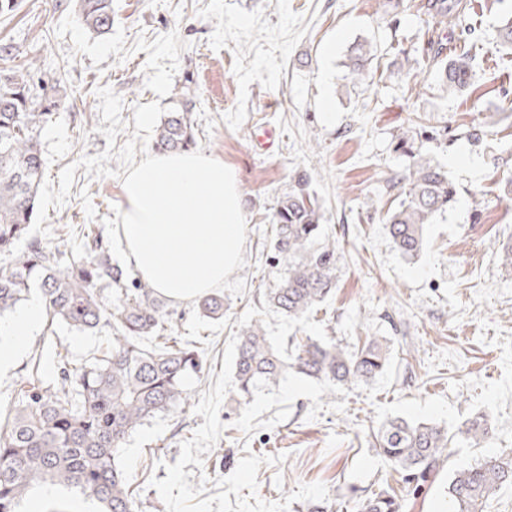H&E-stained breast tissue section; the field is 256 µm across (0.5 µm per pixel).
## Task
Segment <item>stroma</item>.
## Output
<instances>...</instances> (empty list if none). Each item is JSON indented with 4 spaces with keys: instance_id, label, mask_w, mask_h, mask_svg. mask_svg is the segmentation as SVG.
Wrapping results in <instances>:
<instances>
[{
    "instance_id": "obj_1",
    "label": "stroma",
    "mask_w": 512,
    "mask_h": 512,
    "mask_svg": "<svg viewBox=\"0 0 512 512\" xmlns=\"http://www.w3.org/2000/svg\"><path fill=\"white\" fill-rule=\"evenodd\" d=\"M427 2L405 0L390 21L379 0H112L103 35L76 23L75 0H20L0 15L11 66L28 69L58 110L40 136L45 170L31 238L74 252L84 232H99L113 263L130 268L121 185L155 154L158 126L185 100L194 152L238 174L245 246L221 290L223 319L201 317L190 301L169 305L175 336L201 350L200 372L184 381L188 403L145 422L121 450L135 512H297L325 499L355 512V500L382 489L395 492L400 512H448L456 471L512 449V270L498 251L512 238V205L499 199L512 177V55L496 47L512 0H466L471 37L443 31L441 59H475L476 89L461 95L437 79ZM358 41L373 47L360 79L346 66ZM414 120L433 132L423 149L447 166L458 196L409 262L384 225L403 198L387 182L408 165L395 144ZM475 126L477 143L468 138ZM300 172L339 260L335 289L298 322L263 294L277 284L267 217ZM253 319L278 345L309 336L352 350L365 337L387 338L389 368L349 386L291 375L238 398L236 336ZM111 343L106 327L40 324L0 372V410L32 364L53 383L57 353L82 363ZM477 413L492 425L486 441L454 445L421 487L375 448L388 418L453 432Z\"/></svg>"
}]
</instances>
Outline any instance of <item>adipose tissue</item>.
<instances>
[{"label": "adipose tissue", "mask_w": 512, "mask_h": 512, "mask_svg": "<svg viewBox=\"0 0 512 512\" xmlns=\"http://www.w3.org/2000/svg\"><path fill=\"white\" fill-rule=\"evenodd\" d=\"M120 233L143 280L165 297L189 301L224 284L244 247V210L234 171L194 152L154 154L121 187ZM42 319L32 297L0 324V371L24 350Z\"/></svg>", "instance_id": "1"}]
</instances>
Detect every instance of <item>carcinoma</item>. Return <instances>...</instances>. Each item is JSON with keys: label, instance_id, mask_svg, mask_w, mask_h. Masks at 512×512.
Returning a JSON list of instances; mask_svg holds the SVG:
<instances>
[{"label": "carcinoma", "instance_id": "obj_1", "mask_svg": "<svg viewBox=\"0 0 512 512\" xmlns=\"http://www.w3.org/2000/svg\"><path fill=\"white\" fill-rule=\"evenodd\" d=\"M464 9L462 0H429L437 28L460 21ZM75 12L78 22L94 33L112 28V0H77ZM371 56V44H354L351 75H362ZM438 77L449 93L467 92L473 87V61L467 55L450 58ZM52 117L34 95L30 72L0 69V256L9 257L0 269V315L12 311L36 286L51 323L91 333L107 326L112 348L79 366L58 354L53 385H41L38 366H32L27 385L18 390L0 427V512H16L22 499L46 484L75 488L96 500L103 512H134L120 449L146 421L185 401L183 379L199 369V351L166 335V298L148 282L128 279L112 263L103 237L84 236L83 251L65 258L37 239L18 249L35 216L44 169L40 134ZM193 145L188 112L168 113L157 129L155 148L187 151ZM396 150L409 165L392 184L404 183L408 190L385 229L410 261L424 249L425 226L453 207L458 191L447 168L415 145V138L399 137ZM322 219L307 175L296 174L269 215L278 284L264 293L269 307L292 320L306 317L335 287L336 240L326 236ZM196 308L219 320L224 297L204 295ZM389 361L385 338L368 337L351 353L333 339L307 336L288 352L269 340L261 321L252 320L238 332L234 383L244 397L278 385L291 370L331 386L369 383L384 374ZM490 431L482 416L451 435L433 423L394 417L379 428L376 445L406 482L418 487L438 474L453 444L478 445ZM507 483L512 484V451L460 470L448 482L449 512H484L489 497ZM356 509L399 512V504L386 490L358 500Z\"/></svg>", "mask_w": 512, "mask_h": 512}]
</instances>
